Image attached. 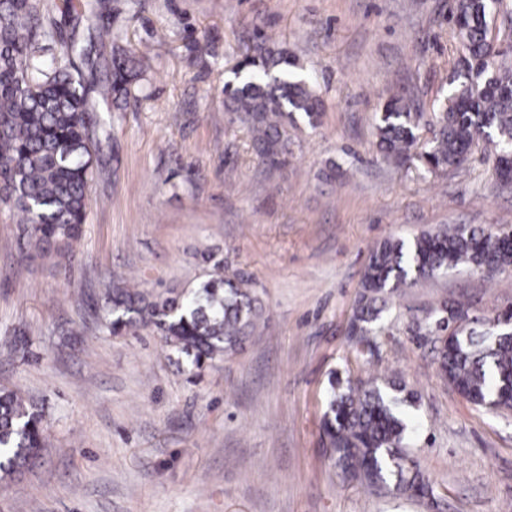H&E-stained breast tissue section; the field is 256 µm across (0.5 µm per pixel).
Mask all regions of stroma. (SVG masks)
Masks as SVG:
<instances>
[{"label": "stroma", "instance_id": "stroma-1", "mask_svg": "<svg viewBox=\"0 0 512 512\" xmlns=\"http://www.w3.org/2000/svg\"><path fill=\"white\" fill-rule=\"evenodd\" d=\"M78 2L44 0L81 39L122 30L140 75L116 108L96 55L74 60L107 134L72 257H26L0 207V388L43 405L49 428L35 465L0 486V512H425L337 476L321 443L335 373L392 376L415 393L411 454L445 512H512V411L464 400L409 330L446 297L480 315L512 307V268L460 267L392 294L390 334L371 357L356 358L347 336L377 243L459 224L512 230V184L485 148L436 174L378 149L392 93L426 113L447 95L454 0H132L75 25ZM258 31L325 101L283 168L263 164L224 110ZM332 161L342 175L330 181ZM180 162L194 175L174 176ZM209 255L262 302L236 353L195 378L152 331L110 334L113 280L191 288Z\"/></svg>", "mask_w": 512, "mask_h": 512}]
</instances>
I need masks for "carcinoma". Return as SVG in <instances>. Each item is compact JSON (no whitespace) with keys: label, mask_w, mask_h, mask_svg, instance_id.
<instances>
[{"label":"carcinoma","mask_w":512,"mask_h":512,"mask_svg":"<svg viewBox=\"0 0 512 512\" xmlns=\"http://www.w3.org/2000/svg\"><path fill=\"white\" fill-rule=\"evenodd\" d=\"M491 0H455L452 15L459 62L466 71L452 82L445 102L430 117L413 110L395 93L378 119V147L384 158L404 164L418 159L429 173L466 163L475 143L493 146L494 168L512 152V55L491 36ZM58 21L42 0H0V203L20 215L33 256L67 251L83 232L87 188L93 174L88 85L69 63L83 49L59 36ZM137 59L131 51L112 58L111 90L128 95ZM246 74L224 84V111L242 120L257 155L283 167L292 153V131L304 122L317 125L324 101L316 79L288 51L260 41L245 56ZM38 87L37 93L28 86ZM432 137L418 145L421 124ZM208 278L190 289L164 293L116 285L110 296L112 335L150 329L187 369L234 354L252 335L262 307L248 280L224 274V260L209 255ZM512 265V247L501 234L459 225L424 231L411 241L388 238L371 252L364 268L352 321L364 348L363 358L379 348L390 332L382 324L388 296L409 283L466 265ZM471 311L468 304L444 298L410 332L440 338L448 331V310ZM480 318L448 349L434 345L439 376L472 405L512 409V334L494 333ZM321 428L338 475L379 492L436 502L433 485L406 443L408 423L401 409L414 394L392 378L353 383L335 378ZM43 409L18 392L0 389V481L26 469L44 446Z\"/></svg>","instance_id":"obj_1"}]
</instances>
